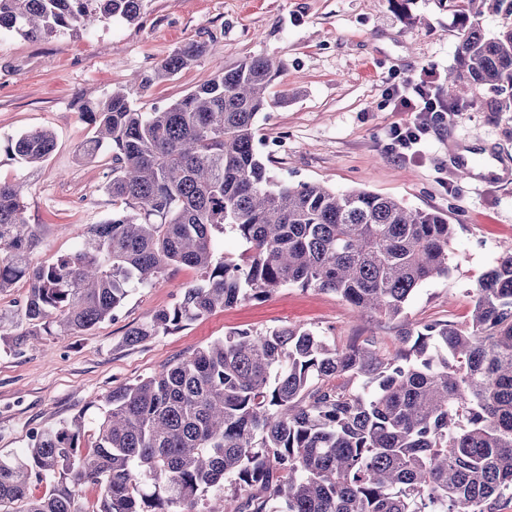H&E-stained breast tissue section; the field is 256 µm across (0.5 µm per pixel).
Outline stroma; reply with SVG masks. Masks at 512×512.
Masks as SVG:
<instances>
[{
  "mask_svg": "<svg viewBox=\"0 0 512 512\" xmlns=\"http://www.w3.org/2000/svg\"><path fill=\"white\" fill-rule=\"evenodd\" d=\"M458 0H148L135 24L114 22L42 40L0 33V179L23 180L28 223L39 225L47 261L74 249L84 225L102 221L112 202L102 185L111 152L82 156L91 127L80 107L145 73L177 47L206 44L204 57L174 78L133 93L141 110L169 105L214 74L257 55L286 59L266 110L261 142L286 138L269 153L281 182H320L337 191L365 189L406 206L438 211L456 226L448 276L423 283L408 306L417 323H465L470 292L505 246L512 245V112L492 111L493 89H474L444 117L429 119L418 152L399 159L390 149L393 126L414 122L397 112L386 91L403 79H428L447 98L448 71L462 33ZM51 130L56 147L42 164L19 167L1 145L18 133ZM496 158L493 178H461L460 152ZM196 272L132 286L115 319L78 336H39L23 353L6 339L24 331L17 310L23 285L0 292V454L26 447L31 431L75 418L89 422L112 388L160 371L240 329L317 328L337 348L370 339L379 355L398 349L400 322L361 315L331 292L296 286L187 323L131 346L128 329L171 306Z\"/></svg>",
  "mask_w": 512,
  "mask_h": 512,
  "instance_id": "obj_1",
  "label": "stroma"
}]
</instances>
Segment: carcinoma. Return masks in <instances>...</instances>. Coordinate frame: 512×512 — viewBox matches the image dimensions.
Returning a JSON list of instances; mask_svg holds the SVG:
<instances>
[{
  "label": "carcinoma",
  "mask_w": 512,
  "mask_h": 512,
  "mask_svg": "<svg viewBox=\"0 0 512 512\" xmlns=\"http://www.w3.org/2000/svg\"><path fill=\"white\" fill-rule=\"evenodd\" d=\"M146 0H0V33L46 39L113 21L133 24ZM464 30L448 72V109L468 90L497 92L512 112V0H463ZM511 18L493 36L484 9ZM192 42L149 73L142 90L206 54ZM285 62L253 56L151 112L114 91L83 104L92 125L82 153L112 150L104 192L112 214L85 225L80 244L36 262L38 225L24 217L21 183L0 181V292L22 281L20 315L41 329L84 334L115 318L132 284L183 268L198 279L179 300L130 328L132 345L241 300L297 286L333 292L363 314L402 322L387 358L336 348L304 325L242 329L105 397L85 432L76 419L0 456V512H498L512 501V247L478 280L469 322L413 324L405 307L423 282L449 273L454 225L367 190L276 183L257 146L258 116ZM48 129L5 150L43 163ZM246 244L218 250L224 233ZM364 378L368 393L350 388ZM44 480L41 497L31 485ZM231 487V495L225 494Z\"/></svg>",
  "instance_id": "1"
}]
</instances>
